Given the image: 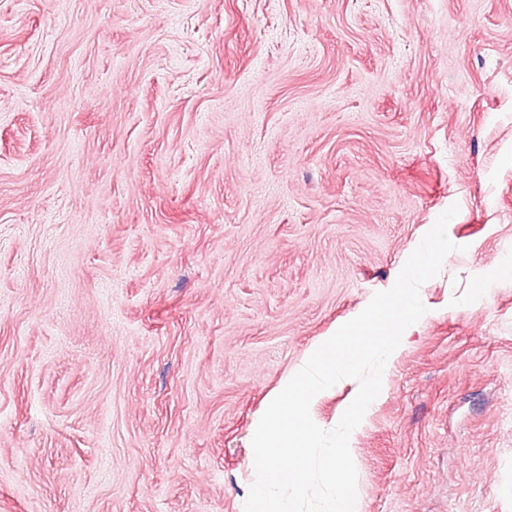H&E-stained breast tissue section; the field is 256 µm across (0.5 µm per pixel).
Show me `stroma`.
<instances>
[{
  "label": "stroma",
  "instance_id": "stroma-1",
  "mask_svg": "<svg viewBox=\"0 0 512 512\" xmlns=\"http://www.w3.org/2000/svg\"><path fill=\"white\" fill-rule=\"evenodd\" d=\"M454 204L361 512H512V0H0V512H242L269 395Z\"/></svg>",
  "mask_w": 512,
  "mask_h": 512
}]
</instances>
